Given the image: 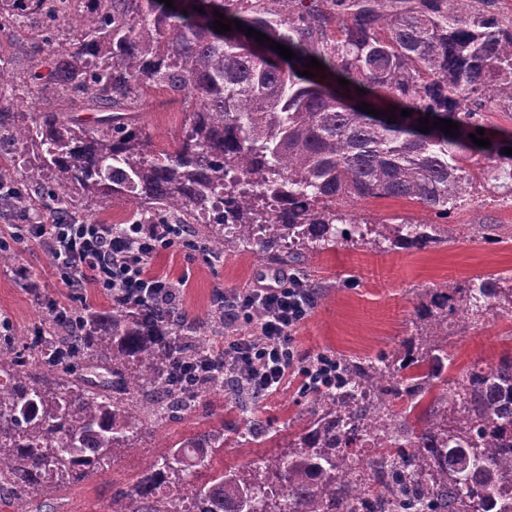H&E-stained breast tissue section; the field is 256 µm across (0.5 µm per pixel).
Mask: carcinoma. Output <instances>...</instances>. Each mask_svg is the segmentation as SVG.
<instances>
[{"label":"carcinoma","mask_w":512,"mask_h":512,"mask_svg":"<svg viewBox=\"0 0 512 512\" xmlns=\"http://www.w3.org/2000/svg\"><path fill=\"white\" fill-rule=\"evenodd\" d=\"M216 10L243 29L214 31ZM31 15L44 21L39 47L48 56L47 73L31 74L35 126L8 111L14 80L3 65L0 139L35 143L25 182L40 196L75 189L96 205L121 196L151 211V224L198 223L215 249L244 244L297 275L340 239L381 233L395 248L414 249L448 241L444 219L477 184L512 195V155L503 153L512 134H492L485 119L491 105L512 110V24L470 0H178L172 8L159 0H0V19ZM248 28L269 38L267 50ZM273 42L296 56L282 58ZM311 57L323 68L300 75ZM152 86L190 107L171 152H154L138 126ZM364 102L385 117L363 112ZM85 110L98 113L94 125L79 118ZM426 115L459 130L425 133ZM479 127L491 146L469 137ZM483 159L494 165L481 167ZM370 199L411 201L441 222L376 223L348 212ZM506 290L472 278L455 289L461 310L452 294L435 291V310L422 312L429 331L400 342L396 366L336 358V385L311 392L305 432L287 444L295 452L249 470L216 469L224 426L213 427L164 443L106 512H357L353 448L368 437L397 449L392 470L382 456L366 462L385 492L428 497L431 512H512V355L454 380L447 374L448 318L477 320ZM190 325L175 307L121 303L110 315L70 322L67 356L103 370L96 382L36 373L1 349L0 487L53 494L140 447L150 411L143 392L171 403L197 392L180 370L210 347L199 335L188 349ZM240 376L217 373L204 384L240 388ZM350 383L383 399L337 400Z\"/></svg>","instance_id":"obj_1"}]
</instances>
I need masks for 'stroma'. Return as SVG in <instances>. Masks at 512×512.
Returning a JSON list of instances; mask_svg holds the SVG:
<instances>
[{"label": "stroma", "instance_id": "35a3bbf8", "mask_svg": "<svg viewBox=\"0 0 512 512\" xmlns=\"http://www.w3.org/2000/svg\"><path fill=\"white\" fill-rule=\"evenodd\" d=\"M38 17L26 19L21 41L0 37V59L11 64L16 76L13 111L34 118L29 75L37 59L25 55L40 34ZM140 113L154 151H168L181 138L188 114L166 89L154 87L144 96ZM352 214L380 221L427 219L419 205L405 200L375 199L351 206ZM457 226L455 240L423 250L396 249L382 239L342 241L317 255L308 266L320 294L308 320L296 331L295 344L303 359L319 354L359 358L393 356L400 342L422 333L417 308L428 303L429 289L455 287L473 277L503 274L512 277V205L494 193L473 194L451 216ZM187 243L163 251L152 261V272L184 283L179 305L191 317L206 321L221 293L249 288L261 278L278 272V265L258 260L250 249L238 247L209 261L195 225L187 227ZM41 285L33 295L27 279ZM59 304L83 313L108 312L113 301L95 289L78 296L58 279L46 251L31 246L17 249L15 260L0 265V344L26 349V339L54 329L51 305ZM448 351L453 366L449 379L473 367L495 365L504 352H512V303L496 302L480 321L461 327L448 325ZM309 397L300 380H292L260 402L232 391L199 393L196 403L174 412L162 422L148 421L141 447L118 454L108 466L89 474L74 486L51 498L27 494L0 503V512H104L115 491L129 489L157 453L161 441H177L216 425H224L227 440L215 468H244L275 454L294 440L308 416ZM268 437L246 442L253 427Z\"/></svg>", "mask_w": 512, "mask_h": 512}]
</instances>
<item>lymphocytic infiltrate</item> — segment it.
I'll return each instance as SVG.
<instances>
[{"label":"lymphocytic infiltrate","mask_w":512,"mask_h":512,"mask_svg":"<svg viewBox=\"0 0 512 512\" xmlns=\"http://www.w3.org/2000/svg\"><path fill=\"white\" fill-rule=\"evenodd\" d=\"M181 224H96L79 217L56 218L49 224L17 225L0 249L38 243L48 252L60 279L79 291L93 285L115 299L145 304L176 301L178 287L153 275L154 254L182 241ZM229 322H256L258 337L237 336L217 356L225 368L245 369L261 394L277 392L293 365H300L294 333L310 316L314 299L300 278L274 275L272 282L257 281L251 288L222 297Z\"/></svg>","instance_id":"lymphocytic-infiltrate-1"}]
</instances>
